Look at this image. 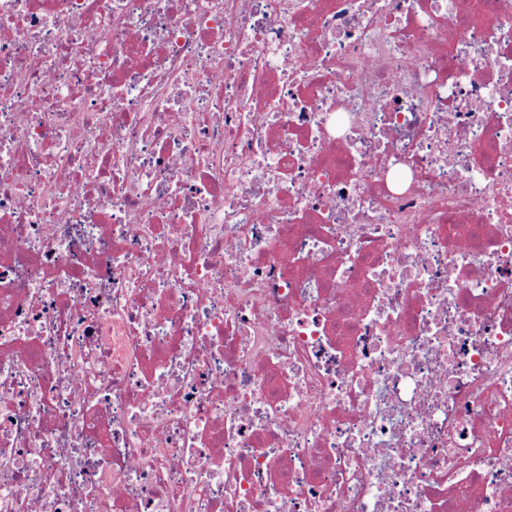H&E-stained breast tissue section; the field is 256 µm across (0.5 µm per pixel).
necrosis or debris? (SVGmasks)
Segmentation results:
<instances>
[{
    "mask_svg": "<svg viewBox=\"0 0 512 512\" xmlns=\"http://www.w3.org/2000/svg\"><path fill=\"white\" fill-rule=\"evenodd\" d=\"M0 0V512H512V0Z\"/></svg>",
    "mask_w": 512,
    "mask_h": 512,
    "instance_id": "necrosis-or-debris-1",
    "label": "necrosis or debris"
}]
</instances>
